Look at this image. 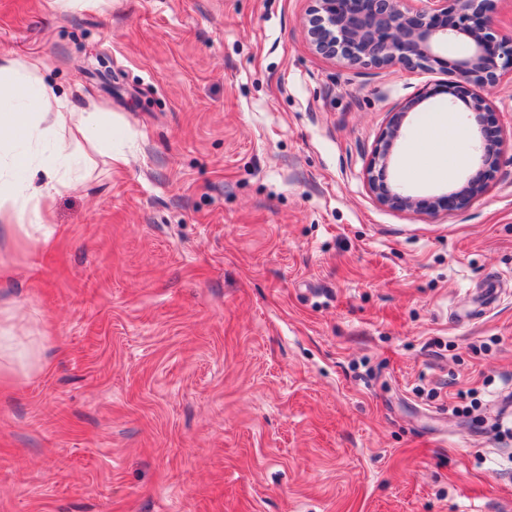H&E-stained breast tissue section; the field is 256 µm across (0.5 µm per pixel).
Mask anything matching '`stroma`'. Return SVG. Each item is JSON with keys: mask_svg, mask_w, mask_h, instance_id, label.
I'll list each match as a JSON object with an SVG mask.
<instances>
[{"mask_svg": "<svg viewBox=\"0 0 512 512\" xmlns=\"http://www.w3.org/2000/svg\"><path fill=\"white\" fill-rule=\"evenodd\" d=\"M311 6L0 0V57L112 142L0 238L41 357L0 374V512H512V148L462 206L378 204L374 147L447 75L315 53ZM466 111L404 119L420 203L478 174L467 133L452 176L408 171Z\"/></svg>", "mask_w": 512, "mask_h": 512, "instance_id": "35a3bbf8", "label": "stroma"}]
</instances>
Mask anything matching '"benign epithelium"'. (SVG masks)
I'll list each match as a JSON object with an SVG mask.
<instances>
[{
    "label": "benign epithelium",
    "mask_w": 512,
    "mask_h": 512,
    "mask_svg": "<svg viewBox=\"0 0 512 512\" xmlns=\"http://www.w3.org/2000/svg\"><path fill=\"white\" fill-rule=\"evenodd\" d=\"M303 22L312 49L340 58L350 67H409L428 71L439 67L448 80L431 92L408 101L395 114L373 151L366 170L369 191L383 206L408 210L418 201L396 180L389 178L391 149L400 137L402 120L428 98L444 94L448 106L463 101L475 115L489 109L482 90L512 76V35L493 33L498 0H424L421 7L409 0H313ZM464 45L457 58L442 53L450 45ZM477 160L494 168L504 146L502 132L485 126L472 130ZM458 194L445 193L428 202L427 210L457 206Z\"/></svg>",
    "instance_id": "obj_1"
}]
</instances>
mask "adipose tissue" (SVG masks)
<instances>
[{
	"label": "adipose tissue",
	"mask_w": 512,
	"mask_h": 512,
	"mask_svg": "<svg viewBox=\"0 0 512 512\" xmlns=\"http://www.w3.org/2000/svg\"><path fill=\"white\" fill-rule=\"evenodd\" d=\"M41 63L7 59L0 62V133L12 144L32 145L41 139L56 147V165L40 188L29 178L0 175V227L20 223L26 210L42 211L45 203L64 184L58 173L67 168L69 146L86 143L101 149L95 129L98 115L78 112L55 95L40 76Z\"/></svg>",
	"instance_id": "obj_1"
}]
</instances>
